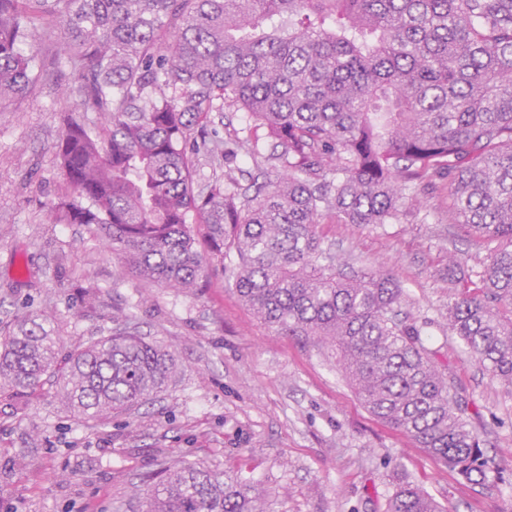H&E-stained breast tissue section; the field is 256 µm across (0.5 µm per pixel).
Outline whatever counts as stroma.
Segmentation results:
<instances>
[{
	"instance_id": "1",
	"label": "stroma",
	"mask_w": 512,
	"mask_h": 512,
	"mask_svg": "<svg viewBox=\"0 0 512 512\" xmlns=\"http://www.w3.org/2000/svg\"><path fill=\"white\" fill-rule=\"evenodd\" d=\"M68 68L0 107V337L24 315L51 318L63 352L127 327L168 349L177 373L151 402L107 422L66 411L56 389L0 398V512H131L162 464L238 475L267 512H384L411 482L447 512H512V386L491 378L447 335L449 255L478 276L482 250L448 221V191L374 227L320 225L336 263L384 266L411 313L428 320L467 420L499 470L465 483L361 405L330 351L276 333L243 304L221 264L197 288H165L124 268L111 245L50 209L65 192L54 146L83 115ZM99 289L96 304L82 296Z\"/></svg>"
}]
</instances>
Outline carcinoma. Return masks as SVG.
<instances>
[{
	"label": "carcinoma",
	"instance_id": "carcinoma-1",
	"mask_svg": "<svg viewBox=\"0 0 512 512\" xmlns=\"http://www.w3.org/2000/svg\"><path fill=\"white\" fill-rule=\"evenodd\" d=\"M62 38L92 121L55 145L68 201L130 269L193 288L216 258L274 330L329 346L363 406L469 484L496 463L389 273L348 276L319 224H391L448 182V221L485 251L476 281L448 261V334L512 386V0H0V104L49 69L35 34ZM29 46L24 51L23 46ZM244 111L273 141V177L242 187L245 144L210 130ZM224 162L199 185V157ZM206 227L203 249L193 225ZM48 318L0 340V389L49 383L65 408L105 421L171 381L161 346L128 331L59 355ZM142 512H260L251 485L202 465L167 466ZM386 512H444L399 486Z\"/></svg>",
	"mask_w": 512,
	"mask_h": 512
}]
</instances>
